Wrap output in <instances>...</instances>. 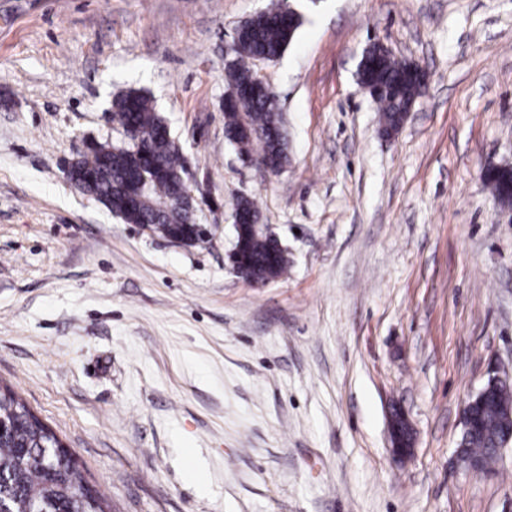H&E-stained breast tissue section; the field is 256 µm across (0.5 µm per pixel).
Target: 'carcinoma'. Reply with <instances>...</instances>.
I'll list each match as a JSON object with an SVG mask.
<instances>
[{
	"label": "carcinoma",
	"mask_w": 512,
	"mask_h": 512,
	"mask_svg": "<svg viewBox=\"0 0 512 512\" xmlns=\"http://www.w3.org/2000/svg\"><path fill=\"white\" fill-rule=\"evenodd\" d=\"M299 25L300 15L293 10L284 19L280 6L254 15L239 25L238 41L224 68L227 86L238 91L236 102L224 109V132L232 136L240 156L256 160L263 169L286 166L288 142L276 100L255 89L250 61L279 58ZM374 54L371 77L384 88L374 101L383 125L396 127L402 112L420 95V87L390 53L376 47ZM112 118L122 127H132L133 140L120 145L99 142L78 165L94 174L102 196L112 198L110 212L114 216L126 224H149L154 233L168 239L174 231L194 223L193 211L181 201L184 188L179 173L184 170L185 158L169 138L167 125L147 94L129 90L117 95L112 100ZM141 151L146 152L147 165L163 172L164 181L126 206L125 185ZM489 186L502 202H512L509 170H502ZM234 209L242 213L243 223H261L253 199L238 197ZM246 250L251 274L258 281L277 278L288 269V255L266 230L250 235ZM0 424L5 431L0 437V498L9 502L14 512H108L100 496L84 494L87 484L74 454L62 448L56 435L10 389L0 391ZM509 429L511 418L488 410L481 431L469 436L466 453L493 463L492 444Z\"/></svg>",
	"instance_id": "carcinoma-1"
}]
</instances>
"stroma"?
<instances>
[{
	"mask_svg": "<svg viewBox=\"0 0 512 512\" xmlns=\"http://www.w3.org/2000/svg\"><path fill=\"white\" fill-rule=\"evenodd\" d=\"M278 2L0 0V384L111 512H512V446L489 476L455 461L512 374V207L484 179L512 166V0H286L301 24L255 66L288 132L270 175L222 106L234 28ZM375 42L428 81L392 137L356 76ZM131 89L202 181L203 242L65 176ZM241 195L288 251L265 284L230 260ZM511 378L509 376H501L499 372L494 371L489 376L487 383L481 388L475 396H473L465 405L462 413V426L463 430L469 431L474 428L476 423V408L484 407L487 392L489 389L495 386L510 385ZM388 427L394 455L400 458L410 456L414 446V434L408 418L402 411L393 409L389 416ZM402 429L407 434H403Z\"/></svg>",
	"mask_w": 512,
	"mask_h": 512,
	"instance_id": "obj_1",
	"label": "stroma"
}]
</instances>
